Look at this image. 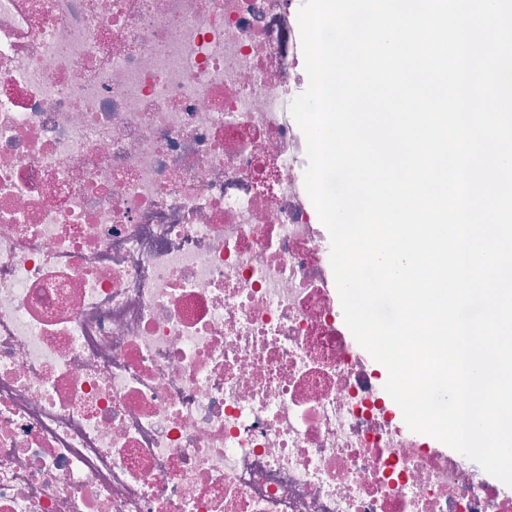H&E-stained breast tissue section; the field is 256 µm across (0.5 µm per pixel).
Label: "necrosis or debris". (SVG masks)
Listing matches in <instances>:
<instances>
[{"label":"necrosis or debris","mask_w":512,"mask_h":512,"mask_svg":"<svg viewBox=\"0 0 512 512\" xmlns=\"http://www.w3.org/2000/svg\"><path fill=\"white\" fill-rule=\"evenodd\" d=\"M303 0H0V512H512L348 333Z\"/></svg>","instance_id":"obj_1"}]
</instances>
